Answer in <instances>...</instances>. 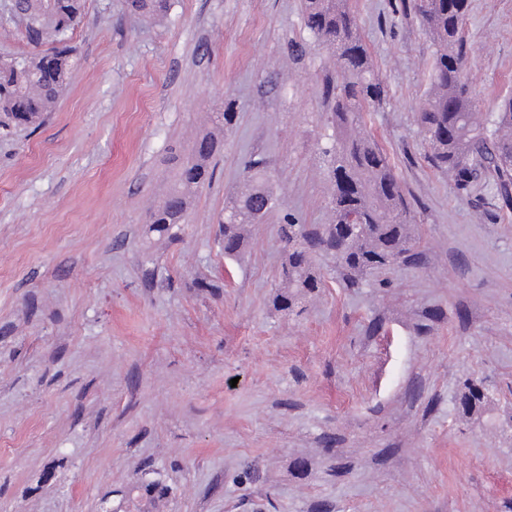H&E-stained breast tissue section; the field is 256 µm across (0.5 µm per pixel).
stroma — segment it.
<instances>
[{"label": "stroma", "mask_w": 512, "mask_h": 512, "mask_svg": "<svg viewBox=\"0 0 512 512\" xmlns=\"http://www.w3.org/2000/svg\"><path fill=\"white\" fill-rule=\"evenodd\" d=\"M383 88L365 115L421 258L292 310L284 215L329 219V50L303 0H87L48 120L0 134V512H512V205L457 192L419 114L433 47L411 0H347ZM480 114L512 97V0H470ZM232 112L181 240L147 233L174 155ZM262 161L277 201L225 257ZM485 396L472 410L469 383ZM127 5L143 18L155 19L168 13L170 0H128Z\"/></svg>", "instance_id": "1"}]
</instances>
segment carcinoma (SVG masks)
<instances>
[{"label":"carcinoma","mask_w":512,"mask_h":512,"mask_svg":"<svg viewBox=\"0 0 512 512\" xmlns=\"http://www.w3.org/2000/svg\"><path fill=\"white\" fill-rule=\"evenodd\" d=\"M54 19L45 21L51 0H14L11 8L25 26L27 42L39 49L29 58L0 61V126L39 127L62 94L73 67L68 39L81 22L84 0H56ZM346 0H305L304 24L336 56L337 77L327 84L333 128L322 156L332 185L330 224L282 225L287 245L282 275L288 291L277 294L281 307L291 309L298 298L323 286L312 256L324 252L348 276L371 275L400 260H414V216L389 157L362 132L363 112L384 99L383 87ZM144 18L165 16L170 0H127ZM469 0H414L434 48L432 80L419 121L434 166L451 177L462 193L481 176L496 180L502 199L512 189V98L486 121L464 77L466 50L462 36ZM223 144L211 133L196 139L192 155L181 162L176 185L149 214V231L170 242L181 238L189 198L211 181L209 161ZM275 198L263 166L255 164L241 191L224 206L221 221L224 255L233 258L244 248L247 227L263 219Z\"/></svg>","instance_id":"obj_1"}]
</instances>
